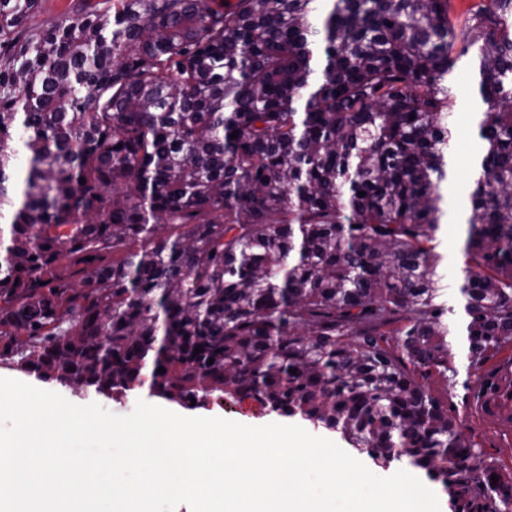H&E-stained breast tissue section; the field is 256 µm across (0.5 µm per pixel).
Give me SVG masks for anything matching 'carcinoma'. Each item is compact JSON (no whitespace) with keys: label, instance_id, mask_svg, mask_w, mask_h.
I'll return each instance as SVG.
<instances>
[{"label":"carcinoma","instance_id":"carcinoma-1","mask_svg":"<svg viewBox=\"0 0 512 512\" xmlns=\"http://www.w3.org/2000/svg\"><path fill=\"white\" fill-rule=\"evenodd\" d=\"M451 2L71 0L43 22L44 0H0V358L240 394L512 512L416 378L453 357L458 67L484 105L463 337L473 366L512 345V0Z\"/></svg>","mask_w":512,"mask_h":512}]
</instances>
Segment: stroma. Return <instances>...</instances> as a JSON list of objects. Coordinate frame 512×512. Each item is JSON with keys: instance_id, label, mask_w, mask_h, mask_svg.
I'll return each instance as SVG.
<instances>
[{"instance_id": "1", "label": "stroma", "mask_w": 512, "mask_h": 512, "mask_svg": "<svg viewBox=\"0 0 512 512\" xmlns=\"http://www.w3.org/2000/svg\"><path fill=\"white\" fill-rule=\"evenodd\" d=\"M471 83L468 71H460L455 82L457 105L454 109L456 127L454 169L464 173L468 170L469 156L472 149L473 113L468 105ZM437 251L441 256L438 270L443 275V283L448 294L447 319L454 330H461L465 318L463 298L459 288L464 279L465 235L462 225L448 222L442 225L438 234ZM455 356L450 362L449 371L434 369L422 377L426 390L437 398L447 409L449 415L468 423L475 434L476 441L483 450V456L502 475L512 476V419L502 420L493 414H484L472 419L467 415L471 393L485 372L486 366L498 362V355L487 358L485 366L471 367L467 347L463 340L455 342ZM0 377L12 378L22 382H33L35 387L61 393L72 403L87 405L98 403L117 415L131 413L137 403L136 392L116 397L96 391L92 388L65 386L53 380L30 378L29 375L14 370L8 363L0 362ZM166 409L179 414L196 417H221L244 425L261 426L269 423L297 425L310 434L334 441L350 455L362 461L373 473L388 476L402 469L401 461H383L370 457L366 452L351 447L341 433L323 427L314 426L301 416L262 407L253 400L233 397L219 393L208 396L195 405H183L166 402Z\"/></svg>"}]
</instances>
